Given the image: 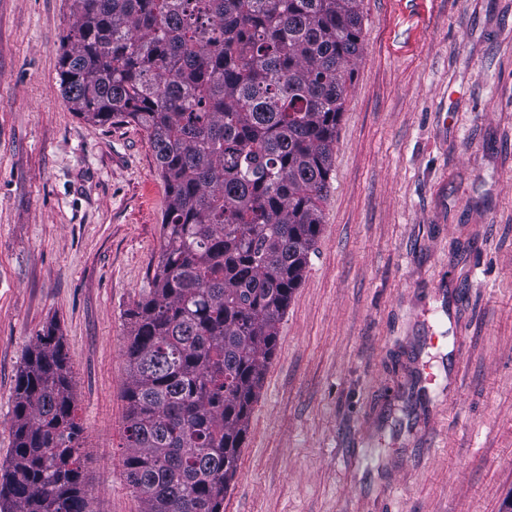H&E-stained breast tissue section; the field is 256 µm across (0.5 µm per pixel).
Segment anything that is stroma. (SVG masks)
<instances>
[{
  "instance_id": "1",
  "label": "stroma",
  "mask_w": 512,
  "mask_h": 512,
  "mask_svg": "<svg viewBox=\"0 0 512 512\" xmlns=\"http://www.w3.org/2000/svg\"><path fill=\"white\" fill-rule=\"evenodd\" d=\"M73 10L0 0V467L16 379L52 325L70 359L90 508L141 512L123 467L127 313L152 288L167 190L146 131L85 120L63 99ZM360 11L321 230L224 512H501L512 0H362Z\"/></svg>"
}]
</instances>
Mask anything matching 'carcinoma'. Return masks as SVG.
<instances>
[{
	"instance_id": "cac0c4a2",
	"label": "carcinoma",
	"mask_w": 512,
	"mask_h": 512,
	"mask_svg": "<svg viewBox=\"0 0 512 512\" xmlns=\"http://www.w3.org/2000/svg\"><path fill=\"white\" fill-rule=\"evenodd\" d=\"M360 0H74L60 87L150 136L168 202L129 311L128 483L142 512H224L278 328L320 232L362 45ZM0 512H91L67 351L49 326L16 383Z\"/></svg>"
}]
</instances>
